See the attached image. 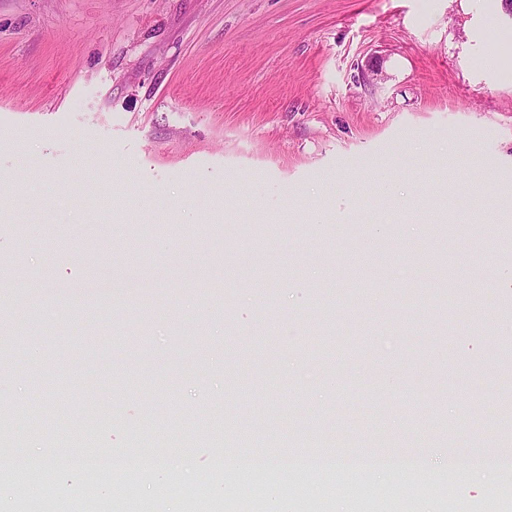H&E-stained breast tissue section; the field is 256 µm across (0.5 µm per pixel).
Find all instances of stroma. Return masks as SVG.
Instances as JSON below:
<instances>
[{
  "label": "stroma",
  "mask_w": 512,
  "mask_h": 512,
  "mask_svg": "<svg viewBox=\"0 0 512 512\" xmlns=\"http://www.w3.org/2000/svg\"><path fill=\"white\" fill-rule=\"evenodd\" d=\"M0 362L15 446L140 448L113 476L155 512H512V15L501 0H0ZM133 278L95 307L107 279ZM397 336L381 351L377 338ZM258 449L422 456L327 494L335 474L250 486L208 463L246 414ZM10 512H97L86 477Z\"/></svg>",
  "instance_id": "obj_1"
}]
</instances>
